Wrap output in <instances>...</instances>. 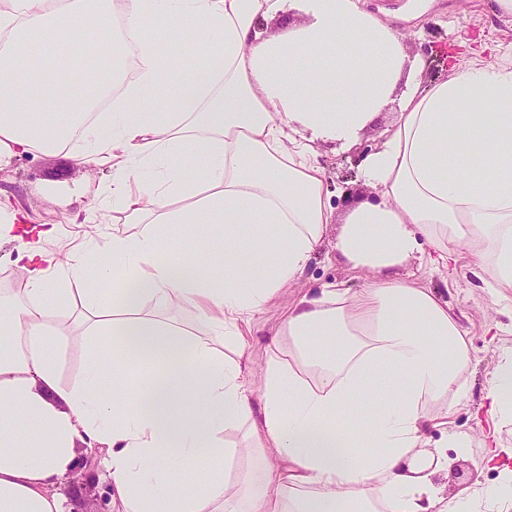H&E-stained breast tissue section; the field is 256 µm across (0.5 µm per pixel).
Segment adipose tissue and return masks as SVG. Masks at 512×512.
I'll list each match as a JSON object with an SVG mask.
<instances>
[{"label":"adipose tissue","instance_id":"ef3b65f1","mask_svg":"<svg viewBox=\"0 0 512 512\" xmlns=\"http://www.w3.org/2000/svg\"><path fill=\"white\" fill-rule=\"evenodd\" d=\"M274 20L282 33L263 35ZM56 39L132 68L96 121L83 108L102 83L68 82ZM405 40L366 0H0V156L80 133L79 162L112 166L83 221L110 209L123 224L61 255L44 246L57 228L25 239L24 212L0 201V239L15 237L27 270L22 293H0V512H70L56 487L81 444L99 453L113 512H480L481 492L450 499L436 481L471 446L447 429L466 395L465 332L398 270L428 246L466 252L512 291V62L477 57L425 85ZM392 104L359 163L370 199L337 212L319 143L351 150ZM332 224L367 282L302 296L278 330L287 358L254 382L240 325L301 281ZM201 227L205 246L175 256ZM90 278L84 334L112 348L64 387L49 318H69ZM134 361L150 371L131 391ZM486 398L512 420V349ZM245 455L249 471L225 472Z\"/></svg>","mask_w":512,"mask_h":512}]
</instances>
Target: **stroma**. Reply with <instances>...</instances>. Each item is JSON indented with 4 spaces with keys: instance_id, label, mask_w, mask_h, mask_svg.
I'll return each mask as SVG.
<instances>
[{
    "instance_id": "35a3bbf8",
    "label": "stroma",
    "mask_w": 512,
    "mask_h": 512,
    "mask_svg": "<svg viewBox=\"0 0 512 512\" xmlns=\"http://www.w3.org/2000/svg\"><path fill=\"white\" fill-rule=\"evenodd\" d=\"M367 5L372 11L389 13L407 35L408 53L427 59L423 73L427 81L447 76L448 52L455 42L480 37L512 43V27L498 18L495 0H430L423 10L417 0H367ZM392 118V111H384L380 122L367 129L359 147L352 150L340 153L335 145L320 144L327 184L337 210H345L347 192H354L359 199L368 196L369 191L358 176L360 156L363 148L375 150L381 146L383 131ZM83 147L82 141L74 140L53 152L0 159V192L26 209L33 225L58 228V238L48 244L53 251H66L83 238L87 227L75 223L74 218L86 212L112 179L111 166L81 167L74 162V154ZM337 230V225H329L301 283L282 290L252 321L246 352L254 369H261L268 360L283 317L304 293L330 282L353 291L364 287L365 274L353 269L336 250ZM399 275L415 286L432 289L447 301L466 332L470 356L465 373L468 392L449 415L448 427L469 436L471 449L452 459L441 483L452 498L481 486H494L500 474L498 469L484 465V445L494 437L511 441L512 421L488 413L485 395L502 351L512 348V292L504 297L497 295L488 287V275L478 259L469 255H449L444 265L427 258L414 259L400 268ZM88 314L86 299L76 298L72 316L58 326L59 333L69 338L62 351V383L72 382L83 372L90 346L83 335L82 321Z\"/></svg>"
}]
</instances>
